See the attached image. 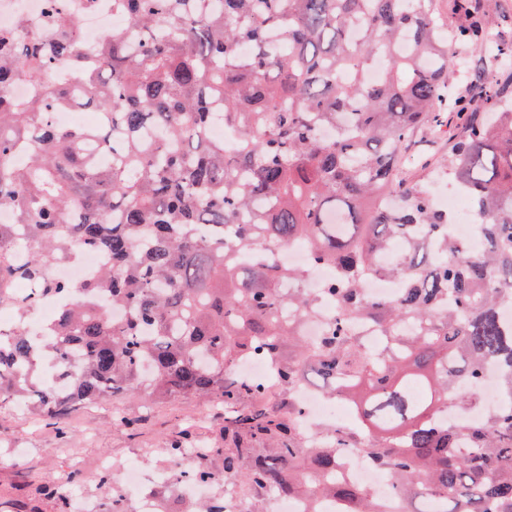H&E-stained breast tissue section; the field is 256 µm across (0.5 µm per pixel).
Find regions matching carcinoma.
<instances>
[{
	"mask_svg": "<svg viewBox=\"0 0 512 512\" xmlns=\"http://www.w3.org/2000/svg\"><path fill=\"white\" fill-rule=\"evenodd\" d=\"M126 24L86 62L71 16L53 12L45 38L0 32V400L45 419L119 395L215 397L224 447L180 478L225 480L259 502L269 493L333 496L347 512H389L368 492L332 481L341 448L395 478L403 512H512V109L492 86L448 96L452 45L512 59L488 45L476 17L446 36L433 0H112ZM59 62L79 85L51 82ZM41 94L15 99L17 80ZM95 106L100 123L64 129L52 114ZM461 121L448 172L474 211L475 240L401 165L423 128ZM237 133L214 140V120ZM305 242L336 272L338 304L316 342L283 308L315 317L316 299L282 295L304 271L276 249ZM87 250L111 266L83 281L54 274ZM367 276L394 278L396 298H370ZM27 279L60 303L40 336L11 284ZM381 334L365 345L352 325ZM254 354L277 363L280 386L305 370L346 386L357 419L312 444L267 406L265 383L233 371ZM69 379L45 382L43 364ZM494 363L504 403L477 422L441 424L476 407ZM176 439L167 462L187 457Z\"/></svg>",
	"mask_w": 512,
	"mask_h": 512,
	"instance_id": "1",
	"label": "carcinoma"
}]
</instances>
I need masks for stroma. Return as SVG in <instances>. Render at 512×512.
I'll use <instances>...</instances> for the list:
<instances>
[{"label": "stroma", "mask_w": 512, "mask_h": 512, "mask_svg": "<svg viewBox=\"0 0 512 512\" xmlns=\"http://www.w3.org/2000/svg\"><path fill=\"white\" fill-rule=\"evenodd\" d=\"M447 155V136L416 143L406 156L405 173L410 180H426ZM119 414L134 419V429L116 427ZM223 423V403L198 397L124 396L54 421L14 403L0 404V512H73L74 492L100 501L109 512L112 492L100 486L101 459H111L116 470L132 462L160 471L159 450L168 441L214 444Z\"/></svg>", "instance_id": "obj_1"}]
</instances>
